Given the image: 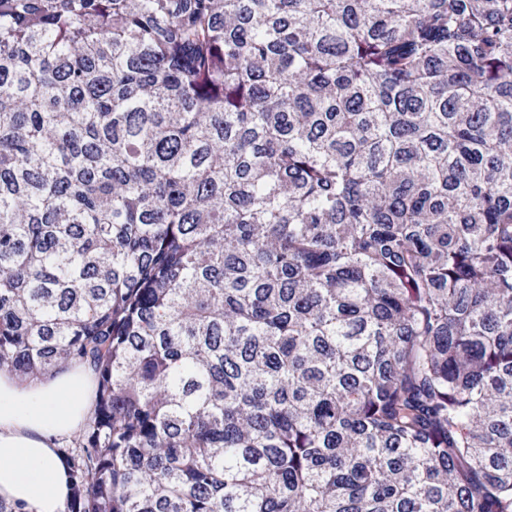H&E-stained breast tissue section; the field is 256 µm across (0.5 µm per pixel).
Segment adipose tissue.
<instances>
[{"label": "adipose tissue", "instance_id": "adipose-tissue-1", "mask_svg": "<svg viewBox=\"0 0 512 512\" xmlns=\"http://www.w3.org/2000/svg\"><path fill=\"white\" fill-rule=\"evenodd\" d=\"M94 375L72 365L20 383L0 370V500L22 512H65L72 495L64 451L94 404Z\"/></svg>", "mask_w": 512, "mask_h": 512}]
</instances>
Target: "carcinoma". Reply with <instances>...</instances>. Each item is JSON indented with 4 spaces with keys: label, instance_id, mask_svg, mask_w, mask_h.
<instances>
[{
    "label": "carcinoma",
    "instance_id": "1",
    "mask_svg": "<svg viewBox=\"0 0 512 512\" xmlns=\"http://www.w3.org/2000/svg\"><path fill=\"white\" fill-rule=\"evenodd\" d=\"M72 362L66 512H512V0H0V368Z\"/></svg>",
    "mask_w": 512,
    "mask_h": 512
}]
</instances>
